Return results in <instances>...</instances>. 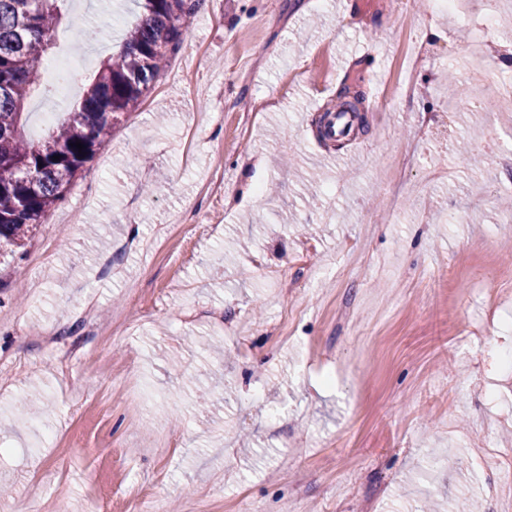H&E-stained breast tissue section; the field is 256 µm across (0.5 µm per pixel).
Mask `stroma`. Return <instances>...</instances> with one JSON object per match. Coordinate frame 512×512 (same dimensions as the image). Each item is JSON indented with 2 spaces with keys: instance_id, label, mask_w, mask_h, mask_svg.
Instances as JSON below:
<instances>
[{
  "instance_id": "35a3bbf8",
  "label": "stroma",
  "mask_w": 512,
  "mask_h": 512,
  "mask_svg": "<svg viewBox=\"0 0 512 512\" xmlns=\"http://www.w3.org/2000/svg\"><path fill=\"white\" fill-rule=\"evenodd\" d=\"M141 13L71 0L63 25L94 35L48 50L74 79L32 94L28 136ZM490 13L494 54L512 0H418L417 90L378 112L406 74L392 0H200L65 202L0 255V512H512V71L473 77L468 54ZM341 94L364 129L328 138Z\"/></svg>"
}]
</instances>
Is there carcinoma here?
Returning <instances> with one entry per match:
<instances>
[{
  "label": "carcinoma",
  "mask_w": 512,
  "mask_h": 512,
  "mask_svg": "<svg viewBox=\"0 0 512 512\" xmlns=\"http://www.w3.org/2000/svg\"><path fill=\"white\" fill-rule=\"evenodd\" d=\"M68 0H0V252L62 203L77 173L133 108L183 38L193 0H143L144 17L108 58L72 112L44 137L24 134L25 101L39 88L43 57ZM81 142L84 149L75 147Z\"/></svg>",
  "instance_id": "cac0c4a2"
}]
</instances>
